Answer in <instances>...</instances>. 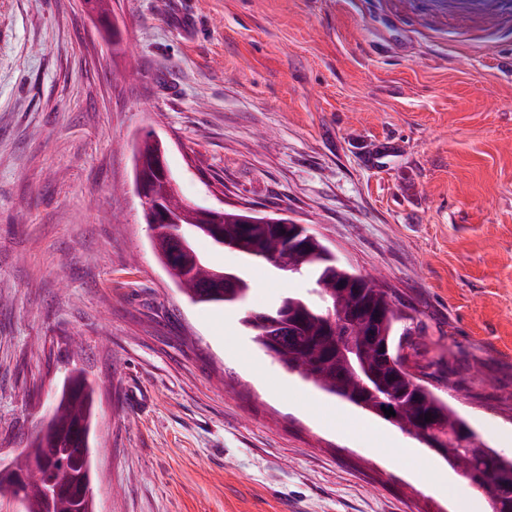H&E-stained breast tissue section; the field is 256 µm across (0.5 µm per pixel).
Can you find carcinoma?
I'll use <instances>...</instances> for the list:
<instances>
[{"mask_svg": "<svg viewBox=\"0 0 512 512\" xmlns=\"http://www.w3.org/2000/svg\"><path fill=\"white\" fill-rule=\"evenodd\" d=\"M238 213L224 212V223L218 230L224 239L234 244L233 252L239 256L262 262H270V256L284 264L292 265L288 271L290 277H303L310 288L304 293L289 292L274 305L254 311V314L267 321L288 319V330L280 336H270L265 328L248 318L242 319L245 328L253 332L255 343L264 351L275 348L280 362L291 369L303 357L316 360L314 376H302L322 391L338 397L365 413L372 410L357 405L360 395V370L368 368L379 380L386 392L402 398V412L415 423H420L427 412L436 418V430L441 436L455 428L468 426L467 421L458 415L448 403L421 383H413L405 373L389 364L384 348L394 349L396 323L401 315L390 308L376 319L378 341L370 344L362 361L347 362L340 344L347 336L348 319L357 315L361 307L378 308L388 305L386 294L375 288H365L358 294H343L338 285L353 275V271L336 261L323 257L321 242L308 244L302 249H290L293 227L288 224H263L245 231L237 223ZM187 239V247L174 248L171 239L164 235L154 243L160 260L173 258L175 265L186 274L203 280L212 266L195 248L194 239L200 235L195 229L191 213L182 210V226L174 228ZM245 295L241 298L225 295L219 288H194L190 299L195 303L217 305H240L248 298L250 284L241 279ZM336 314V331L323 333L319 324L328 312ZM94 416V387L86 377L77 373L63 385L53 417L68 428L67 433L53 432L52 425L42 428L26 438L24 448L18 456L20 466H25L31 456L40 458L45 465L47 480L54 484L69 481L73 475L81 474L92 465L86 458L85 449L91 447L90 436ZM472 469L478 470L490 479L506 470L512 471V461L506 462L497 457L495 450L485 443H473L470 456ZM19 499L24 512H78L70 497L59 495L47 497L44 487L33 485L26 488L21 484L12 486L0 482V499Z\"/></svg>", "mask_w": 512, "mask_h": 512, "instance_id": "1", "label": "carcinoma"}]
</instances>
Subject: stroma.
Returning a JSON list of instances; mask_svg holds the SVG:
<instances>
[{
	"label": "stroma",
	"instance_id": "obj_1",
	"mask_svg": "<svg viewBox=\"0 0 512 512\" xmlns=\"http://www.w3.org/2000/svg\"><path fill=\"white\" fill-rule=\"evenodd\" d=\"M120 6L117 57L80 0H0V461L80 369L96 385L97 512H460L472 487L441 457L254 343L246 311L305 279L200 237L248 299L194 303L176 287L133 148L159 137L186 202L290 218L378 277L412 333L413 373L499 448L512 0Z\"/></svg>",
	"mask_w": 512,
	"mask_h": 512
}]
</instances>
